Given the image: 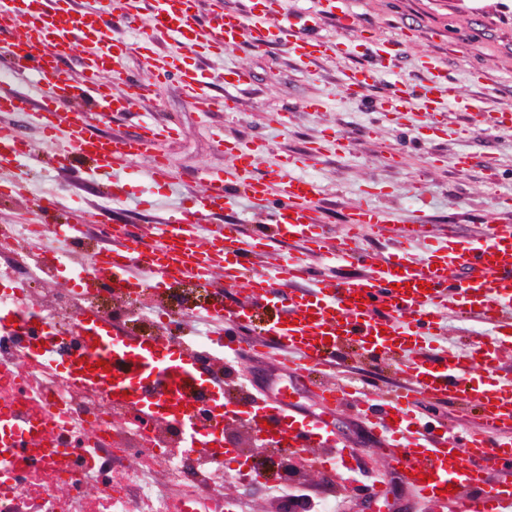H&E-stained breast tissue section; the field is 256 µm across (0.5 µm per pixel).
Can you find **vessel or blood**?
<instances>
[{
	"label": "vessel or blood",
	"mask_w": 512,
	"mask_h": 512,
	"mask_svg": "<svg viewBox=\"0 0 512 512\" xmlns=\"http://www.w3.org/2000/svg\"><path fill=\"white\" fill-rule=\"evenodd\" d=\"M156 2L150 29L142 34L140 45L144 48L159 34L175 36L183 46L204 51L232 49L247 39L275 41L300 60L322 58L338 48L332 40L305 35L289 23L280 24L273 33L249 24V17L255 15H277L278 0H249L246 14L225 13L203 24L197 20L192 0ZM0 15L12 22L6 48L9 68L48 85L47 96L37 103L16 90L0 88V112L31 116L48 140L65 134L68 150L62 155L64 161L83 159L108 171L130 164L148 153L156 141L175 134L174 126L149 121L133 137L115 139L102 134L90 120L94 113L130 112L142 95V85L123 69L125 47L112 43L107 34L111 19H121L132 27L137 24L123 0H112L106 15L98 10L76 11L72 0H0ZM81 39L93 45L94 53L90 63L83 65L81 78L76 79L59 61L71 55ZM146 62L159 80L166 78L170 69H177L199 111H211L218 104L227 108L235 101L230 93L219 102L211 98L205 76L195 65L183 62L172 67L151 54ZM428 67L433 71L424 94L428 114H437V98L442 94L458 107L469 108L468 96L449 80L442 64L433 59ZM18 142L13 126H0L1 163L16 162ZM224 149L231 161L230 172L225 176L205 174L207 192L195 211L154 226L150 244L138 233L114 231L112 237L121 246L113 255L95 260L94 283L127 288L131 280L120 260L130 250L146 258V267L159 284L176 275L208 280L217 272L228 288L246 280L248 302L225 304L216 314L218 324L229 328L223 338L224 350L240 352V333L252 325L254 308L275 306L278 315L266 326V337L279 350L294 355L296 376L291 384L298 390L305 385L302 373L320 374L334 367L336 351L347 345L365 355L399 358L406 386L382 407L362 410L371 433L391 440L387 463L404 471L406 483L423 499L457 502L463 500L465 490L472 489L476 495L471 512H512V380L495 375L502 352L512 348V230L493 229L478 242L449 237L417 262L397 253L377 256L358 248L357 242L367 229L388 223L385 209L370 205L353 208L345 233L337 242H328L309 208L317 194L313 181L276 169L256 173L253 148L228 142ZM273 182L281 189V200L272 210L268 188ZM237 195L248 198L257 209L271 210L268 224L250 235L244 234L240 224H219L208 236H201L197 215L223 210ZM289 237L301 243L306 254L354 260L369 273L346 282L319 278L305 254L288 256L271 273L247 275V265L262 257L268 240ZM310 280L316 292L314 299L308 300L298 296L297 286ZM442 310L492 325L493 337L466 355L447 348L420 353L418 341L439 329ZM82 328L95 342L96 358L107 361L118 352L146 370L159 371V392H166L169 372H177L189 385L201 378L196 359L188 352L175 356L163 352L152 340L111 334L93 315L84 318ZM477 367L491 375L478 386L470 378ZM421 397L438 403L475 404L481 430L461 441L428 425L418 442H409L406 432L416 422L412 409ZM319 398L325 410L331 411L348 402L351 393L330 380L321 386ZM252 423L257 427L268 424L272 434L287 440L289 447L303 449L323 444L320 430L330 421L323 417L319 428L307 426L300 419L297 403L278 393L271 404L259 406ZM498 467L508 470V478H492Z\"/></svg>",
	"instance_id": "b4317fda"
}]
</instances>
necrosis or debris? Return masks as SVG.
<instances>
[{
  "instance_id": "4bbe7bcc",
  "label": "necrosis or debris",
  "mask_w": 512,
  "mask_h": 512,
  "mask_svg": "<svg viewBox=\"0 0 512 512\" xmlns=\"http://www.w3.org/2000/svg\"><path fill=\"white\" fill-rule=\"evenodd\" d=\"M41 224L0 226V512H224V482L263 486L238 455L189 444L180 418L113 401L101 386L71 380L87 356L78 326L95 315L120 335L142 333L169 348H192L205 374L224 370L217 337L185 329L207 303L188 290L154 288L147 276L113 298L72 271L70 245L45 246ZM74 285L62 291L60 275Z\"/></svg>"
}]
</instances>
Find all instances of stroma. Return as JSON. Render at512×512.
I'll list each match as a JSON object with an SVG mask.
<instances>
[{"label": "stroma", "instance_id": "obj_1", "mask_svg": "<svg viewBox=\"0 0 512 512\" xmlns=\"http://www.w3.org/2000/svg\"><path fill=\"white\" fill-rule=\"evenodd\" d=\"M349 29L321 15V0H279V21L303 22L307 34L339 40V53L306 64L273 42L213 51L200 59L208 78V93L223 99L229 78L243 71L246 85L236 91L230 109L199 112L177 79L154 82L144 63L135 28L115 24L108 34L127 45L125 68L146 90L134 111L101 119L98 128L114 137L134 136L147 120L177 124L174 139L161 142L158 152L170 162L164 185L147 179L149 158L135 161L116 174L125 186L121 198L105 203V192L92 163L76 168L58 164L54 146L40 127L22 124L21 131L35 149L27 166V193L0 198L1 224L36 222V198H57L56 224L126 225L142 235L155 224L192 209L203 192L204 173H226L230 159L213 140L223 130L228 142L256 144L259 171L291 162V175L313 180L319 193L312 206L318 224L342 232L351 209L368 203L389 211L391 223L369 233L363 247L373 254L403 253L422 259L429 242H409L405 228L412 223L432 225L438 239L456 233L467 239L486 235L491 226L512 228V132L484 126V112H512V0H345ZM369 37L393 46L390 67L376 82L353 96L344 88V75L370 65L360 45ZM441 60L449 78L476 99L477 110L460 111L447 105L438 116L421 110L416 101L430 74L424 57ZM408 91L411 105L389 112L393 87ZM320 110H310V103ZM342 136L345 151H337L333 136ZM468 154L469 167L456 168L454 159ZM340 382H363L372 402L385 399L399 382L398 366L349 355ZM417 416L464 436L478 424L475 411L456 404L420 401ZM336 432L346 442V463L352 478L333 476L313 467L291 472L275 466L272 479L291 476L314 492L336 488L350 512H415L410 487L401 474L384 464L362 420L356 402L336 412ZM385 484V500L364 498L363 484Z\"/></svg>", "mask_w": 512, "mask_h": 512}]
</instances>
